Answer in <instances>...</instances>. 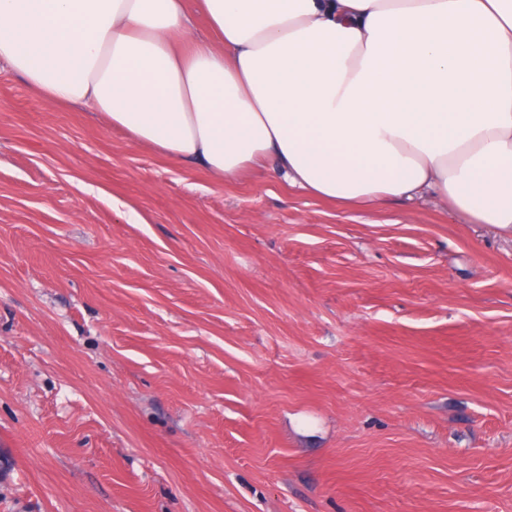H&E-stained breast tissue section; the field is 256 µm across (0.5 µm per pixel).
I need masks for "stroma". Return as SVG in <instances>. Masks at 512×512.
<instances>
[{
	"label": "stroma",
	"mask_w": 512,
	"mask_h": 512,
	"mask_svg": "<svg viewBox=\"0 0 512 512\" xmlns=\"http://www.w3.org/2000/svg\"><path fill=\"white\" fill-rule=\"evenodd\" d=\"M0 512H512V231L219 185L0 66Z\"/></svg>",
	"instance_id": "obj_1"
}]
</instances>
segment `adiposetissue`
<instances>
[{"mask_svg":"<svg viewBox=\"0 0 512 512\" xmlns=\"http://www.w3.org/2000/svg\"><path fill=\"white\" fill-rule=\"evenodd\" d=\"M0 62L220 183L512 228V0H0Z\"/></svg>","mask_w":512,"mask_h":512,"instance_id":"1","label":"adipose tissue"}]
</instances>
